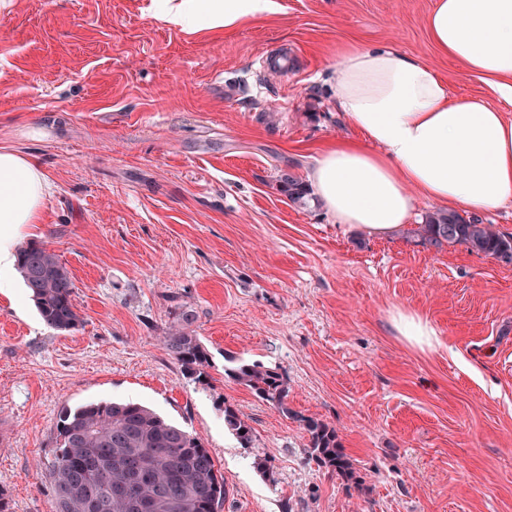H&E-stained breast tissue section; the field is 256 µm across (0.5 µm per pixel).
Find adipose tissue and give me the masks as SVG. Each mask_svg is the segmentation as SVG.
Wrapping results in <instances>:
<instances>
[{"mask_svg": "<svg viewBox=\"0 0 512 512\" xmlns=\"http://www.w3.org/2000/svg\"><path fill=\"white\" fill-rule=\"evenodd\" d=\"M276 0H160V15L210 31L273 13ZM443 56L479 75L492 98L452 99L435 66L392 47L336 49V105L359 139L323 148L309 174L338 223L385 236L417 199L478 213L512 202V0H436L427 19ZM50 186L31 159L0 147V288L18 241L39 223Z\"/></svg>", "mask_w": 512, "mask_h": 512, "instance_id": "obj_1", "label": "adipose tissue"}]
</instances>
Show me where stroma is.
Returning <instances> with one entry per match:
<instances>
[{"instance_id":"35a3bbf8","label":"stroma","mask_w":512,"mask_h":512,"mask_svg":"<svg viewBox=\"0 0 512 512\" xmlns=\"http://www.w3.org/2000/svg\"><path fill=\"white\" fill-rule=\"evenodd\" d=\"M279 2L221 33L170 26L152 0L0 9V146L51 186L23 239L60 256L81 316L59 334L21 285L0 292L11 512H51L58 414L100 399L201 437L224 477L220 512H512V264L403 228L368 236L277 182L356 136L334 102L337 43L430 62L455 99L488 88L437 52L434 0ZM181 305L211 358L200 381L160 342ZM398 308L439 345L399 336ZM232 361L279 368L289 406L335 427L360 483L318 467L298 423L225 376ZM228 405L253 448L226 429ZM224 425L236 437L242 448H252L254 442L253 429L237 409L225 406ZM240 431H244V434H240Z\"/></svg>"}]
</instances>
